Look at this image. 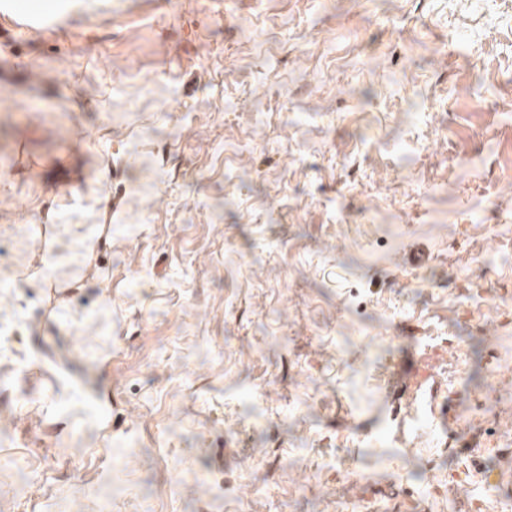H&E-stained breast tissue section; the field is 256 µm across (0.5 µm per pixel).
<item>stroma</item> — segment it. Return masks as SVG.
<instances>
[{
  "label": "stroma",
  "instance_id": "stroma-1",
  "mask_svg": "<svg viewBox=\"0 0 512 512\" xmlns=\"http://www.w3.org/2000/svg\"><path fill=\"white\" fill-rule=\"evenodd\" d=\"M63 6L0 14V512L512 505V0ZM441 395V394H440ZM430 393L429 410H425L419 415L414 412L411 418L418 428H423L429 432H434L445 438V444L448 446L457 437L459 428V418L455 413V409L450 398Z\"/></svg>",
  "mask_w": 512,
  "mask_h": 512
}]
</instances>
